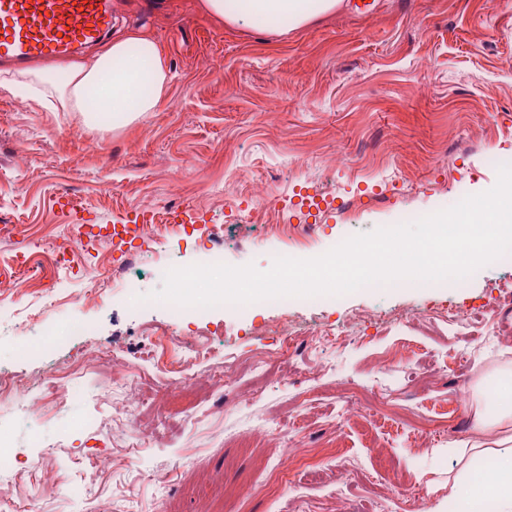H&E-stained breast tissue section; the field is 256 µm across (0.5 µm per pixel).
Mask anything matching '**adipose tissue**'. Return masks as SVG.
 Wrapping results in <instances>:
<instances>
[{"instance_id": "ef3b65f1", "label": "adipose tissue", "mask_w": 512, "mask_h": 512, "mask_svg": "<svg viewBox=\"0 0 512 512\" xmlns=\"http://www.w3.org/2000/svg\"><path fill=\"white\" fill-rule=\"evenodd\" d=\"M339 0H206L208 12L225 23L247 27L264 22L276 29L297 30L334 12ZM168 82L164 51L141 33L131 32L91 63L72 67L64 84L47 72L33 70L0 78V90L47 112H79L92 125L120 127L139 113L155 111ZM512 366L503 365L481 391L473 436L459 455L493 453L492 477L472 475L470 467L448 479V500L455 512H475L491 504L494 512H512Z\"/></svg>"}]
</instances>
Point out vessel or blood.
<instances>
[{
	"label": "vessel or blood",
	"mask_w": 512,
	"mask_h": 512,
	"mask_svg": "<svg viewBox=\"0 0 512 512\" xmlns=\"http://www.w3.org/2000/svg\"><path fill=\"white\" fill-rule=\"evenodd\" d=\"M113 0H0V65L81 55L110 32Z\"/></svg>",
	"instance_id": "vessel-or-blood-1"
}]
</instances>
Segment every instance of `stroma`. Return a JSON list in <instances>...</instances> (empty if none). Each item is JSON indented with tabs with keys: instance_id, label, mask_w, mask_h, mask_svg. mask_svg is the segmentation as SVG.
<instances>
[{
	"instance_id": "35a3bbf8",
	"label": "stroma",
	"mask_w": 512,
	"mask_h": 512,
	"mask_svg": "<svg viewBox=\"0 0 512 512\" xmlns=\"http://www.w3.org/2000/svg\"><path fill=\"white\" fill-rule=\"evenodd\" d=\"M116 31L146 34L164 50L170 80L156 111L121 128L88 127L77 112H42L0 93V304L28 314L24 337L0 330V362L21 377L57 364L76 394L36 428L0 404V443L19 466L0 469V492L32 512H451L457 464L436 432L471 419L478 380L512 361V255L465 288H362L335 303L265 304L247 318L215 313L173 321L162 304L101 287L73 309L59 282L89 286L99 263L132 264L142 294L161 288L158 254L198 263L214 241L225 264L269 269L282 249L277 224H313L309 256L335 240L429 215L492 188L488 152L512 160V0H342L286 33L232 27L205 0H116ZM261 202L257 223L240 215ZM183 212V228L157 225L119 241L130 211ZM79 229L82 257L54 283L31 280L30 242L55 248ZM468 317L451 328L449 310ZM90 323L69 353L44 345V317ZM347 328L357 343L314 351L289 345L265 375L254 358L288 326ZM209 338L234 356L232 401L187 413L165 375L133 366L147 402L150 447L125 445L118 416L98 423L93 401L121 408L124 386L94 359L104 342L131 352L154 344L179 357ZM33 344L27 356L18 342ZM287 424L294 450L280 465L268 419ZM98 453L115 465L83 472ZM38 458L41 470L24 467ZM59 495L42 499L45 477Z\"/></svg>"
}]
</instances>
